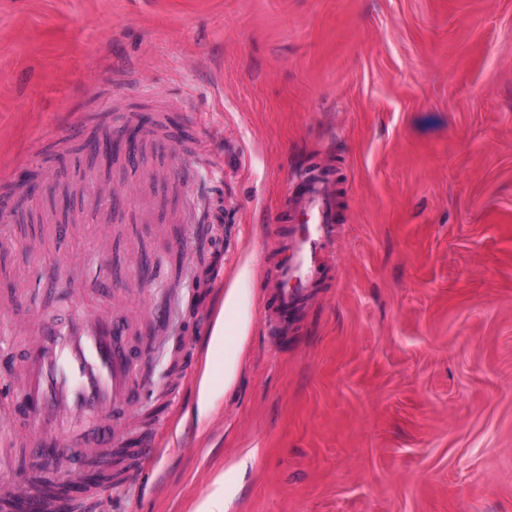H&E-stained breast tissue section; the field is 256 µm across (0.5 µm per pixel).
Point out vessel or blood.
Here are the masks:
<instances>
[{
  "label": "vessel or blood",
  "mask_w": 512,
  "mask_h": 512,
  "mask_svg": "<svg viewBox=\"0 0 512 512\" xmlns=\"http://www.w3.org/2000/svg\"><path fill=\"white\" fill-rule=\"evenodd\" d=\"M292 250L274 271L272 307L287 313L304 299L318 271L317 254L336 222V198L324 185L306 184L294 204ZM123 327L110 313L85 310L69 323L34 329L27 359L18 366L29 410L23 427L29 440L53 438L66 446L63 423L94 412L127 410L134 376L122 345Z\"/></svg>",
  "instance_id": "1"
}]
</instances>
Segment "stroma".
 Returning a JSON list of instances; mask_svg holds the SVG:
<instances>
[{"label":"stroma","mask_w":512,"mask_h":512,"mask_svg":"<svg viewBox=\"0 0 512 512\" xmlns=\"http://www.w3.org/2000/svg\"><path fill=\"white\" fill-rule=\"evenodd\" d=\"M168 112L138 173H166L175 227L84 148ZM313 165L336 230L274 336L268 274ZM64 167L74 222L0 244L13 316L62 323L147 269L127 345L170 388L138 398L153 453L78 512H512V0H0V209L44 207ZM218 319L221 343L198 335ZM26 353L0 335L2 414ZM102 428L70 424L57 466Z\"/></svg>","instance_id":"35a3bbf8"}]
</instances>
